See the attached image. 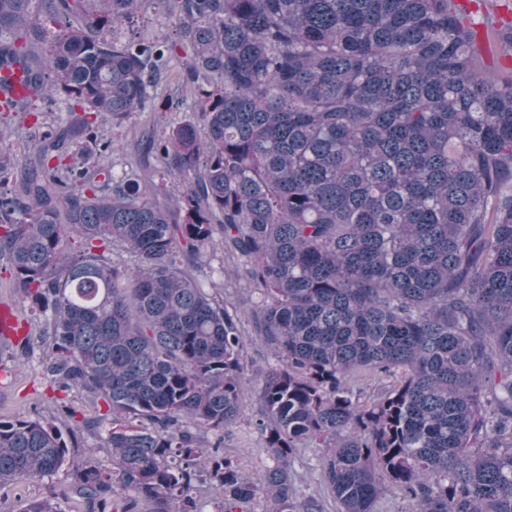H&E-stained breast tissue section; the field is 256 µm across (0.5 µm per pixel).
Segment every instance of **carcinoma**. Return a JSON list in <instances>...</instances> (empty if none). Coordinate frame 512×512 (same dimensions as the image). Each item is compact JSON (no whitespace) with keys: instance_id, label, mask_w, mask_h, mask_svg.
I'll return each instance as SVG.
<instances>
[{"instance_id":"1","label":"carcinoma","mask_w":512,"mask_h":512,"mask_svg":"<svg viewBox=\"0 0 512 512\" xmlns=\"http://www.w3.org/2000/svg\"><path fill=\"white\" fill-rule=\"evenodd\" d=\"M144 2L0 0V90L27 88L0 114L28 122L25 161L0 150V268L55 408L0 416V492L64 471L24 512H203L205 490L328 512L291 476L316 448L336 512L390 486L512 512V74L486 75L454 0H151L174 38L131 34ZM189 97L115 173L103 124ZM357 376L388 384L363 400ZM250 390L264 484L224 446ZM242 333L248 357L255 367H266L273 362L271 351L258 341L253 323L245 321L242 326Z\"/></svg>"}]
</instances>
